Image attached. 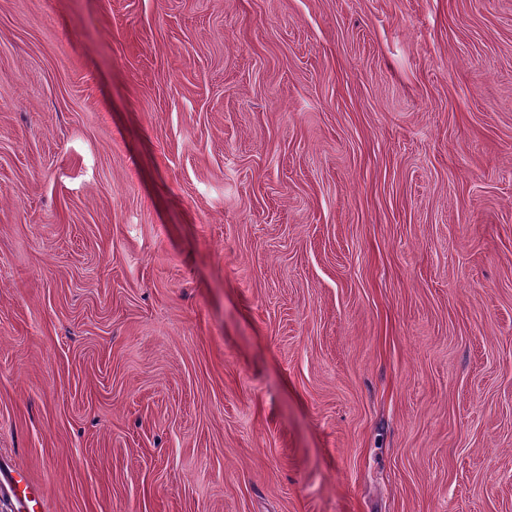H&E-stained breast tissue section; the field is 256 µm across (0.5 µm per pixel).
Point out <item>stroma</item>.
<instances>
[{"label": "stroma", "mask_w": 512, "mask_h": 512, "mask_svg": "<svg viewBox=\"0 0 512 512\" xmlns=\"http://www.w3.org/2000/svg\"><path fill=\"white\" fill-rule=\"evenodd\" d=\"M13 468L512 512V0H0Z\"/></svg>", "instance_id": "obj_1"}]
</instances>
